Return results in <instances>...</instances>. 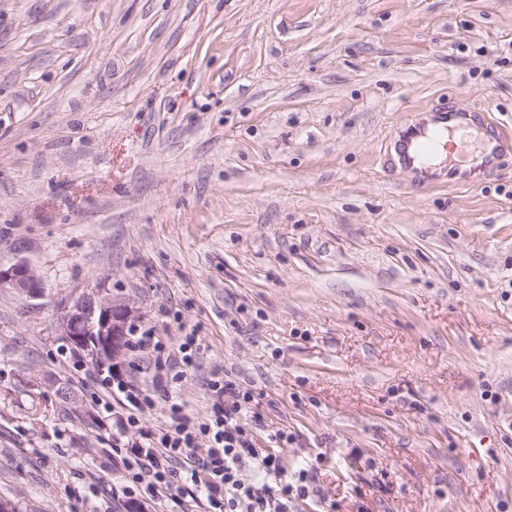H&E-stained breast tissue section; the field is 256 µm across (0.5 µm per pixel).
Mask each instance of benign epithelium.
<instances>
[{
	"label": "benign epithelium",
	"instance_id": "obj_1",
	"mask_svg": "<svg viewBox=\"0 0 512 512\" xmlns=\"http://www.w3.org/2000/svg\"><path fill=\"white\" fill-rule=\"evenodd\" d=\"M0 289L34 299L41 295L43 284L35 269L20 260L8 267L0 266ZM136 319L130 301L112 294L106 280L101 279L92 286L74 289L59 303L54 329L103 372L121 367L124 340Z\"/></svg>",
	"mask_w": 512,
	"mask_h": 512
}]
</instances>
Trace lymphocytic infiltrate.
Here are the masks:
<instances>
[{
	"instance_id": "obj_1",
	"label": "lymphocytic infiltrate",
	"mask_w": 512,
	"mask_h": 512,
	"mask_svg": "<svg viewBox=\"0 0 512 512\" xmlns=\"http://www.w3.org/2000/svg\"><path fill=\"white\" fill-rule=\"evenodd\" d=\"M211 387L217 404L210 418L195 422L174 406L160 429L141 430V445L124 451L130 483L151 486L160 507L178 512H293L296 500L321 496L314 475L302 471L288 482L280 456L260 446V415L243 417L249 390L228 377Z\"/></svg>"
}]
</instances>
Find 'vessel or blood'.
I'll return each mask as SVG.
<instances>
[{
  "instance_id": "1",
  "label": "vessel or blood",
  "mask_w": 512,
  "mask_h": 512,
  "mask_svg": "<svg viewBox=\"0 0 512 512\" xmlns=\"http://www.w3.org/2000/svg\"><path fill=\"white\" fill-rule=\"evenodd\" d=\"M481 123L480 113L455 108L417 113L394 137L393 161L420 181H481L504 154L512 152V137L491 128L482 129ZM454 132L473 137L476 164L467 168L435 164V156L450 150L448 136Z\"/></svg>"
}]
</instances>
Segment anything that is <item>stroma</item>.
<instances>
[{
  "label": "stroma",
  "mask_w": 512,
  "mask_h": 512,
  "mask_svg": "<svg viewBox=\"0 0 512 512\" xmlns=\"http://www.w3.org/2000/svg\"><path fill=\"white\" fill-rule=\"evenodd\" d=\"M512 130V0H0V502L160 512L126 492L125 390L205 420L210 382L290 435L297 512H512V155L426 185L383 156L415 112ZM105 277L146 350L99 374L54 331ZM62 379L69 398L52 385ZM0 289L13 290L29 298H38L43 289L42 280L35 269L25 260L8 267L0 266ZM203 344L199 341L196 336H186L185 340L179 345L177 354L178 356L167 353L165 356L164 348L158 343L153 345V352L156 353L154 356V369L156 372L167 368V370H173L176 365L181 364L182 367L191 365L193 362L199 359ZM163 358H165L163 360Z\"/></svg>",
  "instance_id": "1"
}]
</instances>
